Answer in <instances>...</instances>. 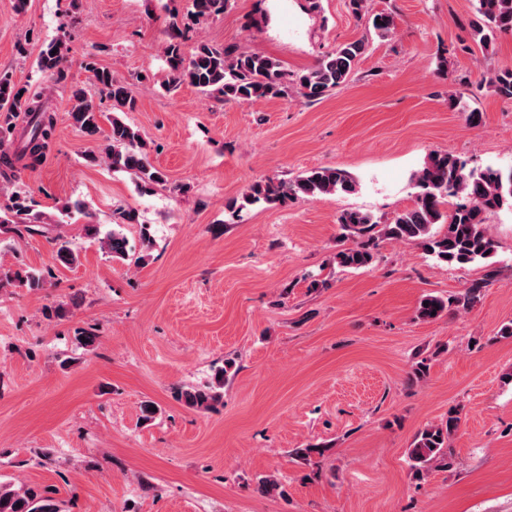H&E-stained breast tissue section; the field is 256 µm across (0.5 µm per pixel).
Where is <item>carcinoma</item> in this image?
<instances>
[{
  "label": "carcinoma",
  "mask_w": 512,
  "mask_h": 512,
  "mask_svg": "<svg viewBox=\"0 0 512 512\" xmlns=\"http://www.w3.org/2000/svg\"><path fill=\"white\" fill-rule=\"evenodd\" d=\"M477 20L470 24L472 42L487 52L494 48L497 36L512 31V0H474ZM229 0H190V19L199 22L224 12ZM375 33L384 38L393 28V17L379 13L372 17ZM367 51L363 40L344 43L323 55L318 63L294 80L303 98L312 102L323 99L330 91L344 84L356 61ZM69 52L66 37L51 40L40 51L37 68L50 78L64 82ZM167 58L175 84L188 83L200 92L220 96L226 102H254L263 99L283 98L288 95V73L280 61L272 57L232 50L228 47L201 42L188 56H183L180 45L167 47ZM86 69L97 92L110 100L114 109L132 111L135 101L126 85L117 80L112 71L101 68L88 58ZM490 84L497 94L512 99V70L494 72ZM69 116L72 124L89 137L101 133L102 112L82 88L71 93ZM27 119L25 140L21 147L11 151L5 148L15 129L19 114ZM110 128L105 136L101 154H90L91 163L103 160L116 171L131 175L140 187L145 188L163 181V174L150 162V151L138 130L114 116L109 119ZM55 131V118L40 96L30 92L28 85L14 79L9 71H0V168L12 169L17 162L23 168L34 170L46 158ZM415 189L414 205L398 213L390 222L381 223L372 214L347 210L337 217L340 236L353 238L355 245L336 252V264L343 268L361 269L373 263L374 247L380 239L416 242L430 256L449 266L463 267L472 263L488 262L495 257L497 245L487 232V216L504 208L512 210V168L505 171L487 166L468 168L458 159L445 153H431L421 169L413 174ZM354 179L345 171L322 167L312 169L294 180L264 178L252 182L242 201H231L227 209L231 217H239L244 205L258 203L277 204L289 199L315 200L322 195L351 193L355 191ZM458 202L445 210L448 198ZM27 192L18 189L10 193L8 204L0 214V228L17 235L44 233L42 225L27 222ZM444 226L437 232L434 226ZM85 235L96 239L101 249L117 259L127 254V239L117 229L105 237H99L96 224L84 225ZM56 244L55 259L63 265H71L76 255L71 243L60 236L53 238ZM14 277L26 288L43 287L42 274L37 270ZM484 283L476 282L458 296L428 294L421 299L417 314L424 321H435L450 308L464 311L472 309L481 298ZM233 362L227 360L224 367L215 372L213 381L202 386L180 387L174 398L189 408L209 410L223 399L224 382ZM461 413L448 412L445 421L432 424L414 437L407 455L411 469L421 477L432 468H451L453 450L449 441L458 431ZM325 449L316 445L294 448L293 458L309 465L316 456L324 455ZM257 490L268 496L283 492L281 482L273 475L257 481ZM0 512H61L60 502L49 489L36 486L13 487L0 484Z\"/></svg>",
  "instance_id": "1"
}]
</instances>
